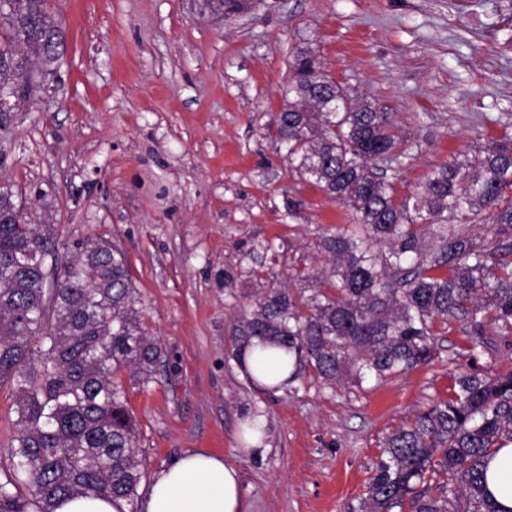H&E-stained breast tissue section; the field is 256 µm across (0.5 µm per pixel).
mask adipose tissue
Returning a JSON list of instances; mask_svg holds the SVG:
<instances>
[{"mask_svg":"<svg viewBox=\"0 0 512 512\" xmlns=\"http://www.w3.org/2000/svg\"><path fill=\"white\" fill-rule=\"evenodd\" d=\"M486 484L493 499L512 512V443L488 462ZM238 469L204 448L185 452L152 479L142 512H247Z\"/></svg>","mask_w":512,"mask_h":512,"instance_id":"1","label":"adipose tissue"}]
</instances>
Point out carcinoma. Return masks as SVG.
<instances>
[{
  "label": "carcinoma",
  "instance_id": "1",
  "mask_svg": "<svg viewBox=\"0 0 512 512\" xmlns=\"http://www.w3.org/2000/svg\"><path fill=\"white\" fill-rule=\"evenodd\" d=\"M49 0H0V95L26 100L58 80L65 29ZM229 19L250 0H209ZM288 98L272 116L288 166L351 210L321 238L330 268L293 293L270 275L232 325L234 356L252 343L329 383L384 379L429 360L442 326L512 337V136L461 152L400 194L378 164L409 157L385 113L355 98L308 47L291 52ZM126 254L99 237L58 266L55 227L26 220L0 185V387L15 394L17 445L0 463V512H55L70 495L138 500L147 467L120 377L147 384L163 357L135 307ZM38 342L32 350L31 339ZM452 396L386 437L363 512H503L486 490L496 449L512 442V368L453 375ZM437 484L439 496L418 491Z\"/></svg>",
  "mask_w": 512,
  "mask_h": 512
}]
</instances>
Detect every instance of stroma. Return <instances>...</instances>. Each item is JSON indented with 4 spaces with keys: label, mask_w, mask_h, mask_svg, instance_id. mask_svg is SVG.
Returning <instances> with one entry per match:
<instances>
[{
    "label": "stroma",
    "mask_w": 512,
    "mask_h": 512,
    "mask_svg": "<svg viewBox=\"0 0 512 512\" xmlns=\"http://www.w3.org/2000/svg\"><path fill=\"white\" fill-rule=\"evenodd\" d=\"M67 34L61 81L18 104L0 131V184L54 225L60 259L109 239L127 256L144 325L164 350L148 385H127L148 475L193 448L236 466L249 512H360L387 435L451 394L471 341L439 332L432 358L380 384L331 386L313 369L259 387L230 329L262 283L225 267L313 273L347 209L288 171L268 129L288 52L385 112L408 159L399 192L452 155L512 134V0H268L217 20L196 0H51ZM302 207L289 211L288 203ZM271 243L274 251L263 254ZM264 450L238 439L252 413Z\"/></svg>",
    "instance_id": "35a3bbf8"
}]
</instances>
